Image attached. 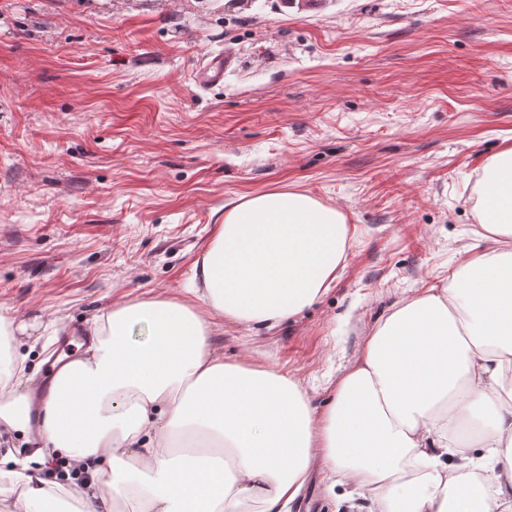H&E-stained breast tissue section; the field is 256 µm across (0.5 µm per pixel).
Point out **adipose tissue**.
<instances>
[{
  "label": "adipose tissue",
  "mask_w": 512,
  "mask_h": 512,
  "mask_svg": "<svg viewBox=\"0 0 512 512\" xmlns=\"http://www.w3.org/2000/svg\"><path fill=\"white\" fill-rule=\"evenodd\" d=\"M475 211L494 249L395 306L322 413L297 380L224 362L208 343L213 316L272 328L335 282L346 219L303 192L241 196L185 297L95 315L84 356L60 366L48 393L11 347L26 324L0 314V426L34 442L0 453L5 512H54L63 494L80 512H288L317 475L348 512L363 498L369 512H512V147L484 164ZM55 458L88 474L87 488L43 479ZM130 460L139 477L112 486V468Z\"/></svg>",
  "instance_id": "obj_1"
}]
</instances>
